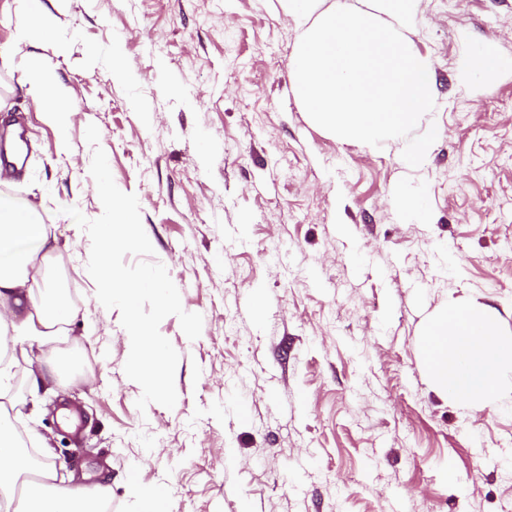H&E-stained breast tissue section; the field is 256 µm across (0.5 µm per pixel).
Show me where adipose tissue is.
Wrapping results in <instances>:
<instances>
[{"instance_id":"obj_1","label":"adipose tissue","mask_w":512,"mask_h":512,"mask_svg":"<svg viewBox=\"0 0 512 512\" xmlns=\"http://www.w3.org/2000/svg\"><path fill=\"white\" fill-rule=\"evenodd\" d=\"M22 87L30 104L66 134L76 110L67 88L48 62L24 68ZM58 240L43 224L33 205L0 197V386L10 379L12 346L54 341L78 311L66 302H53L39 289L41 265L57 249ZM425 363L439 376L452 397L463 402L497 398L505 367H512V342L506 343L470 309L461 307L433 319L424 331ZM81 357L71 350L29 369L28 392L64 391L65 375L76 370ZM34 468L16 427L0 402V512H102L111 486L88 489L56 483L51 469L36 480Z\"/></svg>"}]
</instances>
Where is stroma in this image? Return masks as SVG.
I'll use <instances>...</instances> for the list:
<instances>
[{
  "mask_svg": "<svg viewBox=\"0 0 512 512\" xmlns=\"http://www.w3.org/2000/svg\"><path fill=\"white\" fill-rule=\"evenodd\" d=\"M51 39L15 38L0 0V134L20 125L24 168L0 188L58 239L79 315L65 398L17 420L58 477L112 486L140 512H502L512 503V397L465 406L428 374L426 322L486 311L512 338V0H414L404 34L435 63L441 132L408 166L318 126L288 63L302 38L281 0H43ZM500 67L482 75V58ZM50 62L77 114L66 138L36 112L22 67ZM121 77H114V69ZM96 125L116 186L135 194L153 258L185 311L160 333L179 355L177 402L139 410L120 313L91 305L90 238L66 215L103 206ZM76 409L70 431L56 413ZM142 512H166L168 496L164 489L160 487L148 488L140 491Z\"/></svg>",
  "mask_w": 512,
  "mask_h": 512,
  "instance_id": "obj_1",
  "label": "stroma"
}]
</instances>
